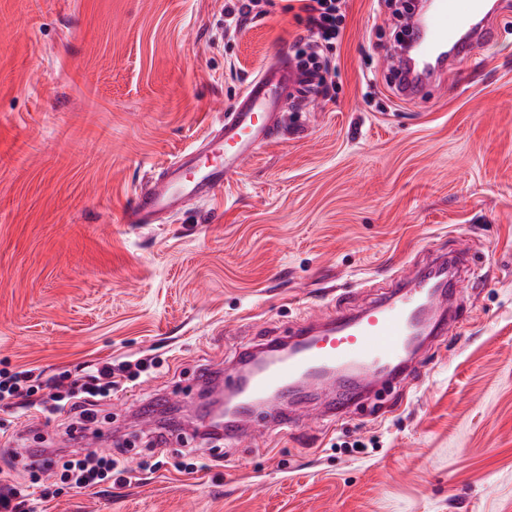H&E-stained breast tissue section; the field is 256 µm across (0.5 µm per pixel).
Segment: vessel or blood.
<instances>
[{
	"label": "vessel or blood",
	"mask_w": 512,
	"mask_h": 512,
	"mask_svg": "<svg viewBox=\"0 0 512 512\" xmlns=\"http://www.w3.org/2000/svg\"><path fill=\"white\" fill-rule=\"evenodd\" d=\"M412 62L395 57V86L404 99L415 97L442 73L447 53L467 55L474 45L492 42L493 11L488 0H432L421 21ZM307 78L288 59L267 64L242 90L235 106L225 113L202 155L185 154L173 161L163 177L148 179L136 191L124 214L128 224H152L161 217L177 216L189 201L207 202L242 167L260 145L280 132V105L286 91H294ZM448 289L436 268L419 272L387 297L358 312H340L319 323L293 330L286 341L288 355L263 351L261 362L243 378L230 382L235 395L232 416L224 425L225 438H240L253 425V406L272 395H286L305 376L357 367L360 377L337 382L330 412L348 413L358 405L379 374L389 381L406 380L411 363L407 354L417 339L424 318H431V339H439L447 326Z\"/></svg>",
	"instance_id": "obj_1"
}]
</instances>
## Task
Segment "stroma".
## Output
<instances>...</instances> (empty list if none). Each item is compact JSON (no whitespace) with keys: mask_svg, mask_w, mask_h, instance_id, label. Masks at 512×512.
<instances>
[{"mask_svg":"<svg viewBox=\"0 0 512 512\" xmlns=\"http://www.w3.org/2000/svg\"><path fill=\"white\" fill-rule=\"evenodd\" d=\"M226 0H0V370L77 377L151 361L98 408L128 482L77 489L14 466L29 512H512V0L492 45L400 99L393 0H347L332 97L287 100L283 134L209 202L127 224L147 173L195 150L305 23L294 0L224 35ZM469 249L464 314L402 385L337 420L259 417L247 443L168 438L136 409L199 399L198 374L303 321L360 310ZM69 420L0 402V459L80 449Z\"/></svg>","mask_w":512,"mask_h":512,"instance_id":"1","label":"stroma"}]
</instances>
